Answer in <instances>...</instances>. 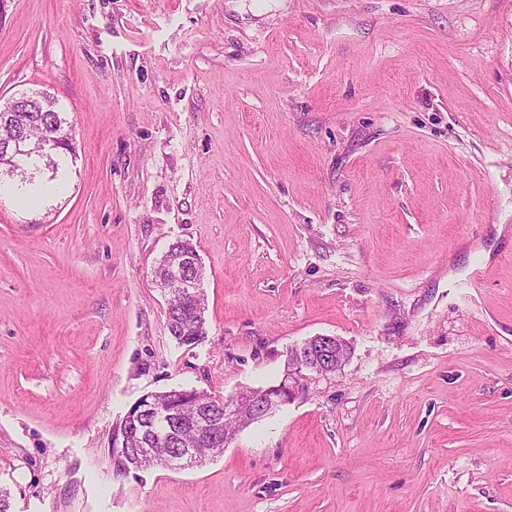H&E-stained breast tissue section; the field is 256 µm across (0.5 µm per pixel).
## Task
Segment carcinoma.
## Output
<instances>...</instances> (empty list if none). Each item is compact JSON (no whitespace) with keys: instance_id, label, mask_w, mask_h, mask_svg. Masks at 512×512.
Here are the masks:
<instances>
[{"instance_id":"cac0c4a2","label":"carcinoma","mask_w":512,"mask_h":512,"mask_svg":"<svg viewBox=\"0 0 512 512\" xmlns=\"http://www.w3.org/2000/svg\"><path fill=\"white\" fill-rule=\"evenodd\" d=\"M29 98L44 108L42 112H0V161L9 165L15 153L14 144L21 142L32 155L24 162L25 176L13 187L16 195L24 200L40 199L62 188L61 177L66 173L68 157L74 156L71 138L66 131L67 118L58 107L56 99L45 93H29ZM63 138V145L51 158L40 156V143L49 137ZM204 293L195 298L177 294L167 295V325L175 341L188 348L200 344L206 336ZM276 384L264 389L242 393L233 400L237 416L227 418L219 409L221 403L210 395L192 388L162 391L155 398L162 402L165 411L151 414L144 425L133 428L121 422L115 426L112 436L125 435L133 442L135 433L148 431L152 436L153 456L145 467H167L168 458L179 449L187 448L193 441L191 422L198 407L202 406L218 416L220 428L216 435L200 444L202 458L206 459L224 448L236 433L262 418L257 408V398L272 392Z\"/></svg>"}]
</instances>
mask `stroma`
<instances>
[{"mask_svg":"<svg viewBox=\"0 0 512 512\" xmlns=\"http://www.w3.org/2000/svg\"><path fill=\"white\" fill-rule=\"evenodd\" d=\"M19 91L76 157L0 193L8 512H512V0H0ZM315 336L340 370L223 453L117 472L143 395L235 398ZM194 264L201 270L199 258L174 257L170 260L171 278L167 288L178 289L185 297L178 294L167 295V325L170 335L175 341L188 348H195L206 336L205 320V295L202 288L199 294L191 299L196 288H199L203 273L197 274V278L189 279L184 276V267ZM199 307L203 311H199Z\"/></svg>","mask_w":512,"mask_h":512,"instance_id":"stroma-1","label":"stroma"}]
</instances>
